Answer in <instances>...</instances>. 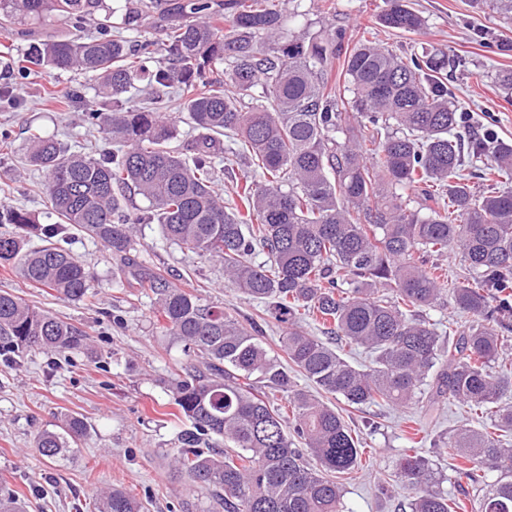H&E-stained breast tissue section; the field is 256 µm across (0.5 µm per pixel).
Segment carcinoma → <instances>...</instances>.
I'll return each instance as SVG.
<instances>
[{
	"mask_svg": "<svg viewBox=\"0 0 512 512\" xmlns=\"http://www.w3.org/2000/svg\"><path fill=\"white\" fill-rule=\"evenodd\" d=\"M388 3L384 27L424 28L407 0ZM469 3L512 23V0ZM115 13L112 0H0L1 32L49 17L76 31L95 23L84 37L33 41L19 60L3 52L14 78L0 87V104L19 105L13 85L33 66L74 72L99 97L83 105V120L102 139L92 155L52 135L30 139L26 164L45 173L49 222L0 204V265L84 301L98 279L64 247L76 227L112 253L117 282L131 277L154 295L155 325L197 361L175 388L190 428L173 466L208 492L205 512H346L338 476L359 467L362 449L326 395L356 409L444 397L466 404L477 427L443 442L461 461L452 475L411 448L394 477L410 491V512H464L465 498L471 512H512V447L502 440L512 433V191L498 188L512 182V142L459 131L447 76L461 59L442 49L400 55L366 30L351 47L332 27L295 35L275 0H126L124 27L151 19L163 35L167 57L149 69L156 43L126 45L112 34ZM172 89L198 131L184 148L174 145L177 123L159 112ZM220 136L240 144L254 171L232 207L214 186ZM474 179L487 190L474 193ZM138 197L167 241L220 262L225 279L288 325L286 359L235 316L142 268ZM450 248L471 283L448 282L434 261ZM448 306L473 320L445 347L427 311ZM307 318L323 336L305 330ZM86 346L85 332L0 292L5 360L34 347L61 356ZM346 347L367 350L369 364H353ZM297 374L313 390L298 386ZM86 434L69 415L34 445L55 457ZM205 436L224 447H200ZM0 512L25 509L1 490ZM98 512L144 510L112 488Z\"/></svg>",
	"mask_w": 512,
	"mask_h": 512,
	"instance_id": "carcinoma-1",
	"label": "carcinoma"
}]
</instances>
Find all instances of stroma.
Segmentation results:
<instances>
[{"label":"stroma","instance_id":"obj_1","mask_svg":"<svg viewBox=\"0 0 512 512\" xmlns=\"http://www.w3.org/2000/svg\"><path fill=\"white\" fill-rule=\"evenodd\" d=\"M333 2L334 9L325 13L323 0H279L286 25L295 32L328 24L354 38L368 26L380 44L399 53L435 47L465 56L466 66L449 73L448 85L459 110L471 116L470 132L480 135L489 128L512 140V100L493 81L496 70L512 69V52L500 49L512 41V28L501 27L493 16H475L468 0H408L425 19L418 34L377 24L386 0ZM83 82L71 73L37 69L15 87L20 106L0 111V126L13 135L12 152L0 157V187H10L0 190V202L39 215L46 210L37 192L43 173L23 165L31 132L55 134L73 150L91 151L98 135L82 124V106L70 99ZM139 239L145 266L173 283L194 286L207 304L240 319L262 314V304L225 282L221 265L165 242L157 225H141ZM68 248L98 277L97 293L88 301L60 300L54 291L31 287L15 271L0 268L1 291L52 312L89 337L87 349L65 360L38 350L17 363L0 360V489L18 495L27 512H96L99 491L112 487L140 499L147 512H203L205 492L186 485L170 465L178 436L188 426L173 415L172 392L192 355L156 328L150 291L113 285L114 262L100 242L76 231ZM335 405L366 449L359 470L344 481L350 512H397L398 503L408 501L407 490L391 479L408 446L406 418L420 419L433 439L472 422L456 402L357 410L339 399ZM66 415L84 421L87 437L63 456L43 457L35 436L58 430Z\"/></svg>","mask_w":512,"mask_h":512}]
</instances>
